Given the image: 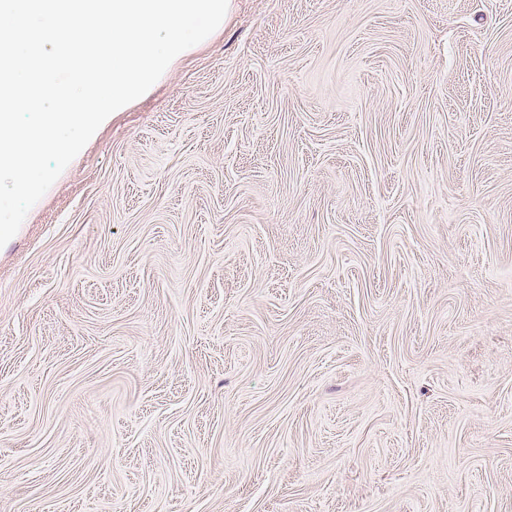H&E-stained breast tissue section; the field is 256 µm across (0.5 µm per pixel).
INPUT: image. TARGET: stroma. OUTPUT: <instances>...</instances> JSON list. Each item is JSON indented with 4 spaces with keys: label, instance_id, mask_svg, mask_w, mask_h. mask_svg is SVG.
<instances>
[{
    "label": "stroma",
    "instance_id": "1",
    "mask_svg": "<svg viewBox=\"0 0 512 512\" xmlns=\"http://www.w3.org/2000/svg\"><path fill=\"white\" fill-rule=\"evenodd\" d=\"M0 512H512V0H234L0 248Z\"/></svg>",
    "mask_w": 512,
    "mask_h": 512
}]
</instances>
